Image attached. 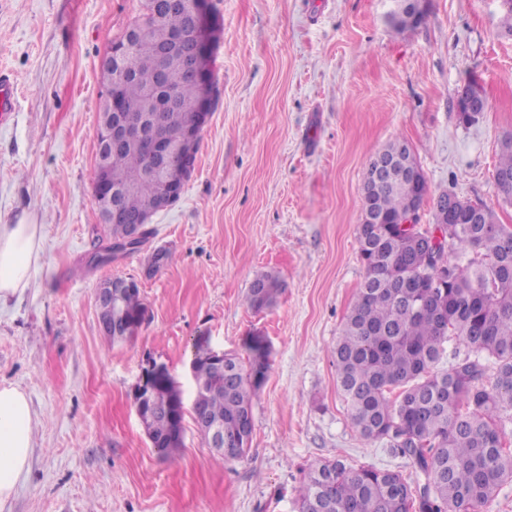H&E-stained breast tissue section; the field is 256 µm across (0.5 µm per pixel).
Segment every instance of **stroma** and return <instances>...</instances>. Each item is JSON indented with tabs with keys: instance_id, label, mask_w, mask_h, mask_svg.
<instances>
[{
	"instance_id": "1",
	"label": "stroma",
	"mask_w": 512,
	"mask_h": 512,
	"mask_svg": "<svg viewBox=\"0 0 512 512\" xmlns=\"http://www.w3.org/2000/svg\"><path fill=\"white\" fill-rule=\"evenodd\" d=\"M216 92L194 172L156 213L155 234L105 266L108 236L92 181L104 79L99 61L141 0H0V224L41 226L40 262L0 306V385L35 411L29 469L0 512H297L310 467L341 459L418 476L349 419L332 349L364 279L357 227L371 156L407 142L431 195L454 191L512 226L495 179L512 134V36L499 0H425L418 26L393 31L391 0H210ZM476 81L478 122L457 96ZM163 250L167 260L153 266ZM276 273L285 287L257 312L245 297ZM136 279L147 311L133 337L100 328L94 295ZM260 337L267 378L241 460L219 461L184 419L163 457L135 412L147 359L167 364L185 405L198 340L246 357ZM464 88L468 90L470 95L480 104L481 107L476 112H469V103L465 99L459 98L467 110V112H459V116L463 123H474L479 120L478 117L482 112H485L487 101L482 88L475 81L469 82L464 86Z\"/></svg>"
}]
</instances>
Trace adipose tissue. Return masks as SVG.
I'll return each mask as SVG.
<instances>
[{"label":"adipose tissue","instance_id":"1","mask_svg":"<svg viewBox=\"0 0 512 512\" xmlns=\"http://www.w3.org/2000/svg\"><path fill=\"white\" fill-rule=\"evenodd\" d=\"M39 230L26 216L0 224V305L29 285L40 261ZM33 431L28 396L18 388L0 386V507L12 498L28 470Z\"/></svg>","mask_w":512,"mask_h":512}]
</instances>
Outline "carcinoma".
<instances>
[{"instance_id":"1","label":"carcinoma","mask_w":512,"mask_h":512,"mask_svg":"<svg viewBox=\"0 0 512 512\" xmlns=\"http://www.w3.org/2000/svg\"><path fill=\"white\" fill-rule=\"evenodd\" d=\"M139 36L127 47L131 74L112 72V87L124 108L157 112L162 126L177 131L193 118L198 88L187 76L180 52L159 60L160 42L185 34L183 12L168 0H143V11L127 31ZM164 82H157L158 68ZM480 104L475 112L459 113L474 123L486 110L482 88L465 85ZM180 102L168 109L170 96ZM146 145L108 155L107 174L114 185L134 184L121 199V220L108 228L110 246L93 255L99 265L118 257L127 225L155 210L158 183L145 173ZM495 181L512 198V135L505 136L495 168ZM429 196L424 174L412 183L390 180L370 196L365 218L358 224L360 258L366 275L333 348L336 375L350 420L369 440L386 439L391 451L414 462L421 482H409L396 471L373 467L350 469L339 460L311 466L298 496V512H479L499 487L512 482V440L499 425L512 412V279L501 271L512 265V228L499 223L484 203L443 194L431 198L432 226L406 227L400 220ZM441 233L436 246L420 234ZM283 284L264 273L256 278L247 303L257 312L273 305ZM146 305L138 290L98 314L99 321L138 327ZM455 340L466 355L440 371L444 345ZM247 359H224L219 376L204 358L205 342L197 345L193 415L224 420V439L252 434L253 402L268 370V350L261 338L247 343ZM495 380L484 383L485 372ZM181 390L170 371L152 387L155 411L150 423L153 447L168 456L163 442L172 432L166 411Z\"/></svg>"}]
</instances>
